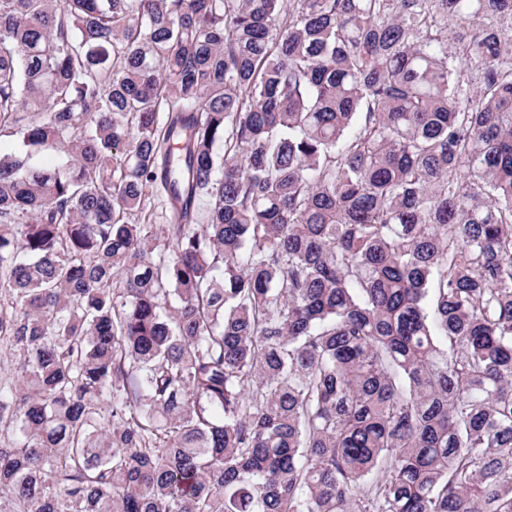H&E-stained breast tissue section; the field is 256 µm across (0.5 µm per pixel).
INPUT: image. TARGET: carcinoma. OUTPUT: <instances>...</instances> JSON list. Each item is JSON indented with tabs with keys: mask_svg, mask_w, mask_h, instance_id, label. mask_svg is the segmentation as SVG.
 <instances>
[{
	"mask_svg": "<svg viewBox=\"0 0 512 512\" xmlns=\"http://www.w3.org/2000/svg\"><path fill=\"white\" fill-rule=\"evenodd\" d=\"M5 138L0 512H512V0H0Z\"/></svg>",
	"mask_w": 512,
	"mask_h": 512,
	"instance_id": "1",
	"label": "carcinoma"
}]
</instances>
